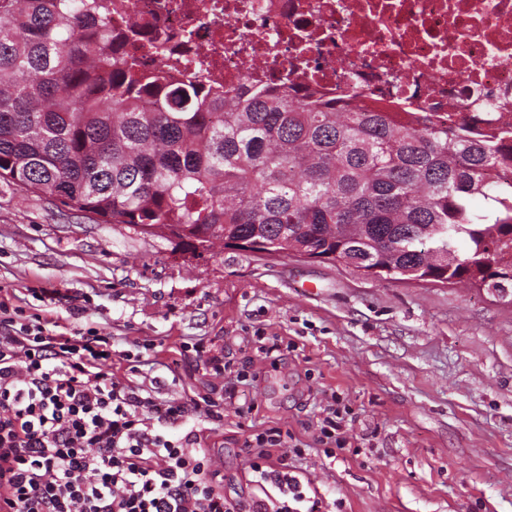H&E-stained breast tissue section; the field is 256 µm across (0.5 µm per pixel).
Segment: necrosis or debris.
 <instances>
[{"mask_svg":"<svg viewBox=\"0 0 512 512\" xmlns=\"http://www.w3.org/2000/svg\"><path fill=\"white\" fill-rule=\"evenodd\" d=\"M149 72L512 120V0H89Z\"/></svg>","mask_w":512,"mask_h":512,"instance_id":"necrosis-or-debris-1","label":"necrosis or debris"}]
</instances>
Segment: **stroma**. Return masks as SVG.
<instances>
[{"label": "stroma", "instance_id": "obj_1", "mask_svg": "<svg viewBox=\"0 0 512 512\" xmlns=\"http://www.w3.org/2000/svg\"><path fill=\"white\" fill-rule=\"evenodd\" d=\"M0 287L29 313L51 292L53 321L141 354L133 380L159 400L222 399L201 437L227 498L278 497L244 447L272 428L321 512H512V300L296 255L195 257L3 184ZM185 343L199 356L181 358ZM333 409L346 444L329 457Z\"/></svg>", "mask_w": 512, "mask_h": 512}]
</instances>
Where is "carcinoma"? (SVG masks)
I'll return each instance as SVG.
<instances>
[{
  "label": "carcinoma",
  "instance_id": "1",
  "mask_svg": "<svg viewBox=\"0 0 512 512\" xmlns=\"http://www.w3.org/2000/svg\"><path fill=\"white\" fill-rule=\"evenodd\" d=\"M127 39L88 0H0L1 183L207 251L259 240L369 278L476 273L512 289V124L499 113L206 89L144 72Z\"/></svg>",
  "mask_w": 512,
  "mask_h": 512
}]
</instances>
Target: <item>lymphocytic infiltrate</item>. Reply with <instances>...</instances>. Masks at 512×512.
<instances>
[{
  "label": "lymphocytic infiltrate",
  "mask_w": 512,
  "mask_h": 512,
  "mask_svg": "<svg viewBox=\"0 0 512 512\" xmlns=\"http://www.w3.org/2000/svg\"><path fill=\"white\" fill-rule=\"evenodd\" d=\"M110 336L58 331L0 297V512H318L267 429L246 441L274 509L230 502L201 445L223 418L203 397L159 403L114 368Z\"/></svg>",
  "instance_id": "obj_1"
}]
</instances>
